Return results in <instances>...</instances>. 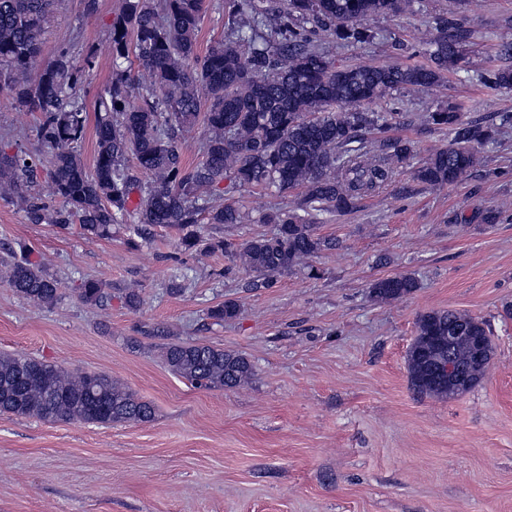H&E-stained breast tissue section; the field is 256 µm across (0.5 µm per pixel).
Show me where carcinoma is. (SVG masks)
Masks as SVG:
<instances>
[{
    "label": "carcinoma",
    "mask_w": 512,
    "mask_h": 512,
    "mask_svg": "<svg viewBox=\"0 0 512 512\" xmlns=\"http://www.w3.org/2000/svg\"><path fill=\"white\" fill-rule=\"evenodd\" d=\"M54 0H0V90L40 114L39 137L46 149L44 169L61 199L50 206L32 193L37 163L30 154L0 150V199L24 206L32 224L80 225L103 236L129 213L130 195L139 191L133 234L149 226L180 233L186 250L197 238L188 228L240 224L241 210L222 202L224 193L261 188L283 195L298 191L287 208H272L264 223L270 234L236 251L239 265L266 279L305 267L312 258L337 249L334 238L317 233V213H347L362 197L387 184L413 154L407 140L366 137L381 117L365 106L404 86L430 87L458 72L464 59L465 31L448 16L437 34L424 41L423 65L338 66L310 46V34L324 29L340 40L367 44L366 21L399 14L410 0H227L229 39L198 54L203 0H125L112 31V57L118 70L97 94L96 151L87 167L77 147L88 114L76 96L83 75L65 51L42 71L32 62L42 53L41 33ZM127 62L129 66L121 68ZM140 77L141 102L131 95L132 65ZM485 85L512 90V65L489 71ZM427 122L448 130V146L414 170L431 187L458 183L479 164V152L495 141L497 128L468 121L456 104L428 113ZM203 127L202 159L187 164L178 140L187 128ZM151 177L141 185L138 174ZM19 245L6 272L9 287L45 308L61 299L57 281L43 263ZM418 288L408 274L373 281L371 297L398 300ZM78 299L91 306L112 300L103 282L87 279ZM238 305L226 301L209 309L217 322L234 319ZM456 329L448 342V327ZM495 350L485 321L458 310L426 312L406 361L412 387L422 395L448 397V385L432 378L434 363L448 355L470 367L474 387L489 368ZM167 368L195 388L232 389L252 379L253 365L242 353L204 342L169 343L162 348ZM0 414L50 422L112 425L147 422L152 405L111 377L71 372L26 354L0 355Z\"/></svg>",
    "instance_id": "obj_1"
}]
</instances>
